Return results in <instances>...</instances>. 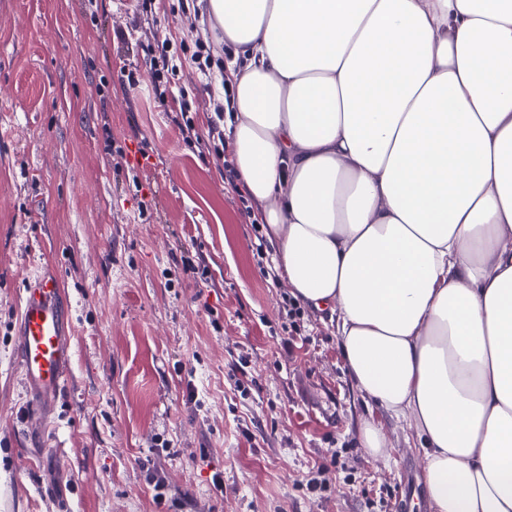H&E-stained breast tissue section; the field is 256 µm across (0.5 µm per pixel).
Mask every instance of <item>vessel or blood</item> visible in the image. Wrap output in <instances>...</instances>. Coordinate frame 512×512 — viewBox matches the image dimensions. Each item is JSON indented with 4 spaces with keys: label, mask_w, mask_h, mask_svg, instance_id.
Instances as JSON below:
<instances>
[{
    "label": "vessel or blood",
    "mask_w": 512,
    "mask_h": 512,
    "mask_svg": "<svg viewBox=\"0 0 512 512\" xmlns=\"http://www.w3.org/2000/svg\"><path fill=\"white\" fill-rule=\"evenodd\" d=\"M20 369L33 403L48 411L71 366L72 325L57 279H28L19 321Z\"/></svg>",
    "instance_id": "vessel-or-blood-1"
}]
</instances>
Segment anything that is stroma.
<instances>
[{
  "instance_id": "obj_1",
  "label": "stroma",
  "mask_w": 512,
  "mask_h": 512,
  "mask_svg": "<svg viewBox=\"0 0 512 512\" xmlns=\"http://www.w3.org/2000/svg\"><path fill=\"white\" fill-rule=\"evenodd\" d=\"M199 36L181 0H0V512H431L415 433L256 253L265 226L206 139L224 93ZM36 271L73 325L44 428L18 356ZM365 448L376 458L387 461L389 454L386 451L382 429L374 424L367 423L362 432Z\"/></svg>"
}]
</instances>
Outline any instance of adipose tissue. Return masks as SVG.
Masks as SVG:
<instances>
[{
    "instance_id": "ef3b65f1",
    "label": "adipose tissue",
    "mask_w": 512,
    "mask_h": 512,
    "mask_svg": "<svg viewBox=\"0 0 512 512\" xmlns=\"http://www.w3.org/2000/svg\"><path fill=\"white\" fill-rule=\"evenodd\" d=\"M238 179L433 512H512V0H207Z\"/></svg>"
}]
</instances>
